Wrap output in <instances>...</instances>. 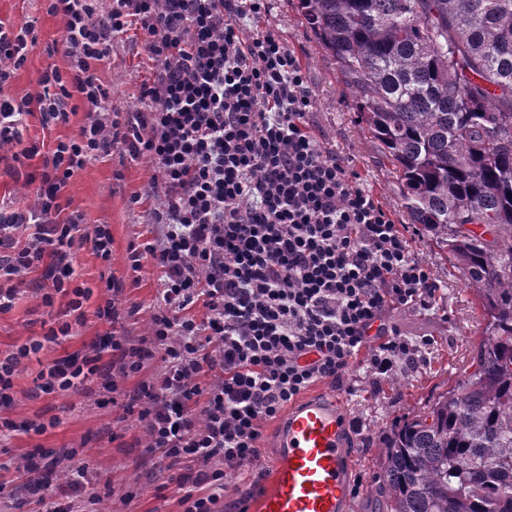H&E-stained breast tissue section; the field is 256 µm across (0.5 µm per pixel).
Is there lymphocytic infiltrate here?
<instances>
[{
    "instance_id": "obj_1",
    "label": "lymphocytic infiltrate",
    "mask_w": 512,
    "mask_h": 512,
    "mask_svg": "<svg viewBox=\"0 0 512 512\" xmlns=\"http://www.w3.org/2000/svg\"><path fill=\"white\" fill-rule=\"evenodd\" d=\"M63 35L50 46L68 69L50 66L33 91L8 90L27 61L35 26L0 22V152L5 173L33 188L34 211H0V314L25 277L43 272L42 307L67 300L65 319L0 351V405L33 357L86 323L93 291L78 282L76 249L100 259L104 294L95 316L104 334L54 360L36 379L39 395H60L97 375L138 374L160 358L155 379L131 398L140 407L145 456L171 460L183 512H219L228 477L256 485L261 427L316 383L342 386L351 360L389 379L415 364L424 341L402 337L395 310L432 309L438 288L415 254L407 225L394 223L348 158L314 132L305 69L279 33L259 27L267 0H45ZM139 36L152 63L137 110L107 111L97 76L113 39ZM85 121L77 135L53 137L70 104ZM36 114L46 137L24 144L22 120ZM121 151L154 171L153 242L130 247L126 266L159 274L161 303L149 338L127 336L125 281L112 270L108 225L84 226L69 213L70 179ZM31 227L25 244L14 232ZM202 306V318L191 316Z\"/></svg>"
}]
</instances>
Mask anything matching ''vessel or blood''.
Wrapping results in <instances>:
<instances>
[{
    "instance_id": "obj_1",
    "label": "vessel or blood",
    "mask_w": 512,
    "mask_h": 512,
    "mask_svg": "<svg viewBox=\"0 0 512 512\" xmlns=\"http://www.w3.org/2000/svg\"><path fill=\"white\" fill-rule=\"evenodd\" d=\"M279 448L257 512H350L351 450L339 400L314 394L290 404Z\"/></svg>"
}]
</instances>
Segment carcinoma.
<instances>
[{
	"label": "carcinoma",
	"instance_id": "cac0c4a2",
	"mask_svg": "<svg viewBox=\"0 0 512 512\" xmlns=\"http://www.w3.org/2000/svg\"><path fill=\"white\" fill-rule=\"evenodd\" d=\"M483 311L472 371L384 433L385 512H512V0H297Z\"/></svg>",
	"mask_w": 512,
	"mask_h": 512
}]
</instances>
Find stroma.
Listing matches in <instances>:
<instances>
[{"mask_svg": "<svg viewBox=\"0 0 512 512\" xmlns=\"http://www.w3.org/2000/svg\"><path fill=\"white\" fill-rule=\"evenodd\" d=\"M28 16L37 20L35 42L29 48L25 65L12 79L10 92L18 97L34 88L43 69L67 66L62 55L51 56L46 51L49 44L61 38L63 24L60 18L46 13L42 0H0L1 22L10 24ZM260 24L278 31L288 47L299 55L315 100L312 120L316 135L328 148L351 159L364 187L377 196L395 223H408L409 217L402 207L401 182L380 148L358 124L354 102L306 27L296 0H268V11ZM150 68L140 40L113 41L109 61L98 69L100 80L110 92L112 111L137 109L136 95ZM152 175L148 163L115 154L76 174L67 188L71 210L82 214L86 225L110 226L112 269L116 276L127 274L125 258L130 245L153 241L156 235L143 207L129 203L133 194H146ZM412 247L428 263L439 286L433 310L408 308L392 314V322L403 337L425 340L419 362L399 366L395 372L399 383L391 386L387 381L376 380L366 368L364 357H357L343 388L333 391L346 420L358 427L357 432L348 436L354 450L350 472L352 512H381L383 508L382 498L375 491L380 473L379 433L394 428L410 410L425 408L462 379L485 326L478 303L464 288L453 261L446 259L424 232H416ZM157 288L158 276L150 269L142 271L138 281L127 282L125 301L139 307L138 313L125 322L129 335L147 336ZM36 304L34 293L25 288L18 294L13 309L0 314V351L42 334V326L32 313ZM103 331V324L88 318L74 336L50 346L16 377L13 402L0 407V416L18 421L55 416L59 423L44 434H19L0 443V512H44L36 494L15 471L16 465L34 448L55 450V477L87 466L90 483L84 495L72 496V512H182L178 493L167 484V460H144L138 415L122 406L126 392L157 376L159 360L148 361L139 374L119 379L118 389L113 393L104 391L95 378L66 395L39 399L30 395L43 366L83 350Z\"/></svg>", "mask_w": 512, "mask_h": 512, "instance_id": "stroma-1", "label": "stroma"}]
</instances>
